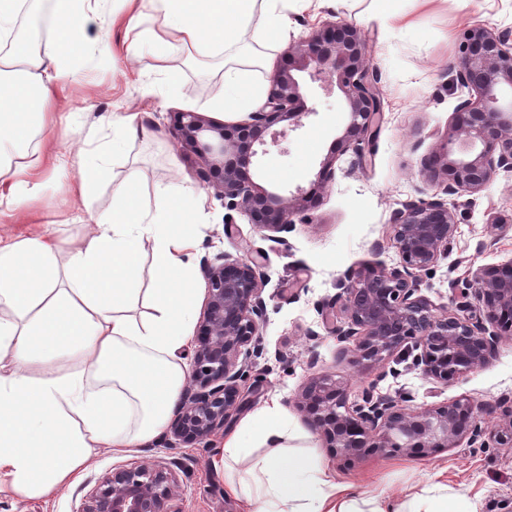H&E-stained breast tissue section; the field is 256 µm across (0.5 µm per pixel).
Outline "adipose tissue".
I'll return each mask as SVG.
<instances>
[{
    "label": "adipose tissue",
    "mask_w": 512,
    "mask_h": 512,
    "mask_svg": "<svg viewBox=\"0 0 512 512\" xmlns=\"http://www.w3.org/2000/svg\"><path fill=\"white\" fill-rule=\"evenodd\" d=\"M129 21L143 6L163 20L158 54L173 44L196 51L240 43L254 12L280 36L279 0H120ZM79 32L50 53L25 39L0 56V205L19 215L41 184L10 152L33 134L53 137L56 92L74 82ZM187 189H159L153 209L136 181L115 193L111 214L60 251L48 232L0 237V478L25 498L72 486L95 449L125 452L156 442L181 405L198 288ZM153 255L148 313L134 315L143 249ZM279 402L248 413L228 434L214 468L250 512H351L359 486L336 481L294 454Z\"/></svg>",
    "instance_id": "adipose-tissue-1"
}]
</instances>
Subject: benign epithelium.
I'll list each match as a JSON object with an SVG mask.
<instances>
[{"mask_svg": "<svg viewBox=\"0 0 512 512\" xmlns=\"http://www.w3.org/2000/svg\"><path fill=\"white\" fill-rule=\"evenodd\" d=\"M288 64L270 77L262 108L227 133L222 124L196 112L176 115L177 143L203 158V182L224 202V223L233 213L246 215L264 231L282 232L294 215L310 203L300 187L288 196L253 180L250 166L256 146L279 145L287 129L303 125L314 114L304 105L299 74L338 88L347 102V119L336 146L319 165L315 183L335 179L338 156H361L373 135L372 122L383 103L370 76L366 38L347 23H327L287 50ZM459 84L477 94L455 107L448 149L426 164L431 180H442L448 196L484 190L499 170L512 169V29L487 24L467 29L457 57ZM285 122L280 130L275 125ZM389 224L399 266L352 271L336 296L340 322L333 328L340 342L353 343L355 362L380 366L415 353L414 365L434 380L448 383L486 365L501 334L512 329V260L480 266L473 272L479 307L462 302L456 311L437 309L420 292V275L432 270L448 250L455 227L454 202L433 194L392 211ZM206 302L195 339L191 368L183 389L184 403L170 423L165 444H207L225 428L242 405L241 383L252 366L239 361L258 350L266 303L263 276L243 258L228 255L206 266ZM406 397L374 396L371 387L349 400V383L330 374L310 378L300 388L297 404L311 429L335 451L359 455L376 451H413L424 456L475 440L483 413L501 409L493 439L512 446V400L488 407L463 396L443 405L413 411ZM176 473L165 463L126 465L99 478L82 497L78 512H180Z\"/></svg>", "mask_w": 512, "mask_h": 512, "instance_id": "obj_1", "label": "benign epithelium"}]
</instances>
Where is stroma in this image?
<instances>
[{"label":"stroma","mask_w":512,"mask_h":512,"mask_svg":"<svg viewBox=\"0 0 512 512\" xmlns=\"http://www.w3.org/2000/svg\"><path fill=\"white\" fill-rule=\"evenodd\" d=\"M118 7L117 0H93L82 19L76 81L65 92L56 123L55 147L66 154L67 163L61 168L41 165L42 190L27 206L35 224L6 218L0 220V235L27 236L45 229L64 249L86 235L98 217L111 213L113 190L128 179L137 180L146 203L160 186L189 189L197 260L213 261L223 254L248 258L267 276L264 353L256 360L265 376L233 420L276 398L288 412L291 446L318 459L337 481L385 492L403 502L407 512L418 506L433 512L445 496L458 492L476 503L478 512H512V447L464 442L432 456L377 452L349 458L329 448L296 405L300 387L323 373L349 381L355 397L370 386L381 395H406L408 408L416 411L462 396L490 404L512 397V337L501 339L488 364L443 384L407 361L394 369L357 365L350 344L331 333L333 315L324 307L339 293V280L347 271L397 266L391 212L421 193L438 194L443 188L427 181L422 169L440 151L456 105L468 96L454 69L460 37L482 23L512 29V0H288L283 7L286 38L264 37L254 25L229 50L202 55L177 46L163 61L157 60L151 41L162 29L160 17L147 9L129 27L113 22ZM335 21L356 26L367 38V63L383 101L373 140L363 157L350 152L339 156L335 179L315 190L310 210L295 216L283 243L264 238L243 214L225 225L222 201L200 178L204 162L176 143V113L197 112L229 127L248 121L249 111L217 107L224 97L225 66L239 69L247 81L269 92L270 77L290 43ZM19 30L40 35L42 49L52 51L60 37L56 0H40L36 11L24 15ZM135 39L141 52L132 57L127 46ZM171 72L179 79L174 87L167 82ZM303 94L314 116L290 134L287 151L269 149L251 170L265 187L311 189L321 160L343 130L346 102L340 91L328 93L309 81ZM113 112L137 113L138 135L113 143L105 121ZM103 149L109 153L108 164L86 199V220L69 222L84 160ZM454 201L457 228L448 253L420 277L422 296L438 308H455L460 289L468 287L477 267L512 259V173L499 172L480 193L461 194ZM224 437L216 432L208 448L99 449L78 486L50 498L20 500L1 493L0 512H77L83 488L93 487L112 468L159 461L178 464L182 512H246L244 501L227 490L211 465Z\"/></svg>","instance_id":"35a3bbf8"}]
</instances>
